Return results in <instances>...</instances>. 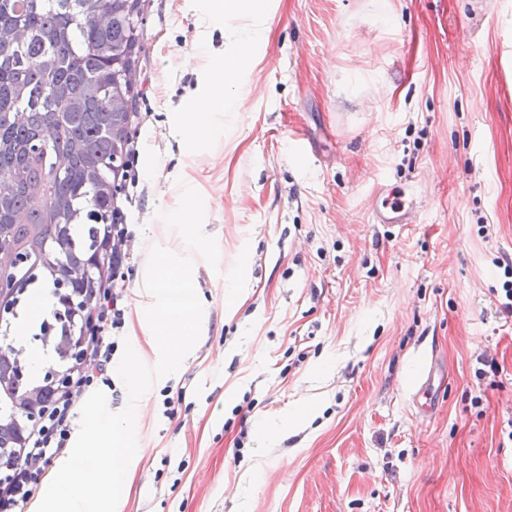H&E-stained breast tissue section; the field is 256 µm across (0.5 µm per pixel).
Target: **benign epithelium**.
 Instances as JSON below:
<instances>
[{
	"label": "benign epithelium",
	"instance_id": "1",
	"mask_svg": "<svg viewBox=\"0 0 512 512\" xmlns=\"http://www.w3.org/2000/svg\"><path fill=\"white\" fill-rule=\"evenodd\" d=\"M98 263L97 256L71 258L61 241L51 235L43 237L40 252L34 256L19 250L14 242L0 234V326L10 325L18 296L24 294L29 280L43 274L47 267L53 272L59 296L67 301L64 308L55 311L54 322L45 323L49 332L63 328L73 333L68 367L49 370L43 377L44 383L56 391L68 386L70 374L76 370L90 341L83 311L91 303V295L78 293L74 284L95 285ZM27 370L28 366L16 356L12 344L0 343V429L13 426V417L3 413V407L18 394ZM25 398L28 402L26 425L32 427L43 412L40 391L28 390Z\"/></svg>",
	"mask_w": 512,
	"mask_h": 512
}]
</instances>
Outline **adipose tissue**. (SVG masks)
Returning <instances> with one entry per match:
<instances>
[{
    "label": "adipose tissue",
    "mask_w": 512,
    "mask_h": 512,
    "mask_svg": "<svg viewBox=\"0 0 512 512\" xmlns=\"http://www.w3.org/2000/svg\"><path fill=\"white\" fill-rule=\"evenodd\" d=\"M267 0H224L222 12L218 19L224 25V42L227 50L223 65L211 69L206 78V93L210 98L211 110L201 114L184 106L178 115V130L189 141L203 139L211 125L215 113L232 110L230 92L241 87V65L243 60L251 57L255 45L266 36L264 18ZM204 205L202 199L185 198L180 207L168 212L170 224L178 229L180 239L193 240L199 255L210 251L208 239L200 232V211ZM53 309L52 300L42 291H35L28 303L27 310L21 316L14 329L13 344L23 351L32 370H39L45 362L42 352L33 349L28 341L32 322L48 318Z\"/></svg>",
    "instance_id": "obj_1"
}]
</instances>
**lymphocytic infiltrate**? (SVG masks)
<instances>
[{
    "instance_id": "lymphocytic-infiltrate-1",
    "label": "lymphocytic infiltrate",
    "mask_w": 512,
    "mask_h": 512,
    "mask_svg": "<svg viewBox=\"0 0 512 512\" xmlns=\"http://www.w3.org/2000/svg\"><path fill=\"white\" fill-rule=\"evenodd\" d=\"M110 265L112 273L95 295L98 313L83 367L73 375L68 391L55 395L46 406L39 426L29 432L28 460L11 467L0 478V512H28L47 470L70 445L78 405L98 385L110 382L109 370L117 348L112 332L125 322V253L113 251Z\"/></svg>"
}]
</instances>
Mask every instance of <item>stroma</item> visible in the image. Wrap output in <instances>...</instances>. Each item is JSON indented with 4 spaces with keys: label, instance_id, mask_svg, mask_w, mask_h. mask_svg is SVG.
Masks as SVG:
<instances>
[{
    "label": "stroma",
    "instance_id": "obj_1",
    "mask_svg": "<svg viewBox=\"0 0 512 512\" xmlns=\"http://www.w3.org/2000/svg\"><path fill=\"white\" fill-rule=\"evenodd\" d=\"M268 4L237 113L191 143L176 115L224 61L220 4L146 2L120 338L149 301L143 228L176 238L182 193L208 198L211 253L117 512H512V0ZM383 186L422 189L417 223H374ZM499 260V259H498ZM498 266L503 268V276L506 278L502 283L503 294L499 301V311L512 315V257L504 256L498 261Z\"/></svg>",
    "mask_w": 512,
    "mask_h": 512
}]
</instances>
